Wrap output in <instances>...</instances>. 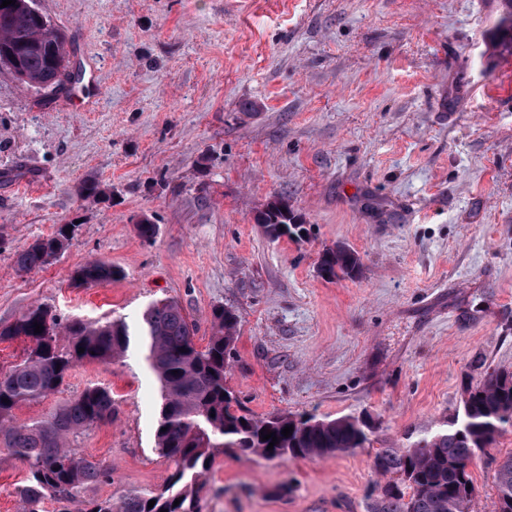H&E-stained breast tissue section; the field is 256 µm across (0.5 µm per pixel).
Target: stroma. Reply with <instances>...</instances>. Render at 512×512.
<instances>
[{
  "mask_svg": "<svg viewBox=\"0 0 512 512\" xmlns=\"http://www.w3.org/2000/svg\"><path fill=\"white\" fill-rule=\"evenodd\" d=\"M96 66V108L46 99L0 66V326L44 304L62 318L138 319L178 301L206 345L235 311L227 381L243 412L368 419L366 447L268 461L226 449L203 512H367L380 448L460 411L467 386L512 371V51L502 0H35ZM108 191L83 200L80 183ZM286 198L303 238L255 216ZM157 228L142 240L135 224ZM75 227L65 254L21 275L17 249ZM361 269L330 281L322 252ZM91 259L121 278L75 288ZM112 392L111 423L77 441L112 466L88 500L155 491L158 385L138 347L85 362L21 406L47 416L85 387ZM512 429L471 467L469 512H489ZM28 468L0 448V512H19ZM288 493H280L281 485ZM360 265L358 255L342 245L324 250L319 261V269L329 280L355 277L359 273Z\"/></svg>",
  "mask_w": 512,
  "mask_h": 512,
  "instance_id": "35a3bbf8",
  "label": "stroma"
}]
</instances>
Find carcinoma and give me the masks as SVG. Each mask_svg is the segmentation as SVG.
<instances>
[{
    "label": "carcinoma",
    "mask_w": 512,
    "mask_h": 512,
    "mask_svg": "<svg viewBox=\"0 0 512 512\" xmlns=\"http://www.w3.org/2000/svg\"><path fill=\"white\" fill-rule=\"evenodd\" d=\"M506 3L499 29L502 44L512 49V0ZM72 39L33 6L16 0L0 8V64L24 84L54 96L71 90L69 70ZM272 209L256 216L277 239L297 223L288 201H271ZM138 236L154 239L157 226L144 215L136 224ZM73 238L68 225L39 238L15 253V268L30 273L51 264ZM319 269L329 280L353 278L360 258L345 246L323 251ZM74 276L84 285L110 283L120 276L111 264L90 260ZM43 326L35 332V324ZM238 316L223 307L213 310V333L201 348L194 328L180 304L169 298L150 302L134 325L122 318L110 321L72 319L62 322L53 310L33 305L0 328V341L24 338L26 357L0 371V447L28 466V482L19 490L21 512H45V500L70 502L84 485L108 480L112 469L86 451L72 446V438L90 427L112 422V392L86 387L47 417L20 423L15 410L56 393L68 373L84 362L110 363L126 355L137 339L144 360L159 383L160 401L155 429V452L173 465L168 483L159 491L129 492L115 501L90 500L80 512H202L201 492L216 456L226 448L269 461L321 458L354 451L369 442L371 429L352 416L318 419L281 413L248 417L234 409L236 398L226 380L227 360ZM84 352H79V348ZM462 414L427 432L407 448H381L373 469L387 478L388 488L377 497L368 493L367 512H468L474 489L469 466L512 427V373H492L466 390ZM293 428L284 436L282 429ZM273 432L278 444L268 449L263 435ZM497 495L491 512H512V456L496 469ZM179 505H174L176 499ZM155 501L148 507L149 501Z\"/></svg>",
    "instance_id": "obj_1"
}]
</instances>
